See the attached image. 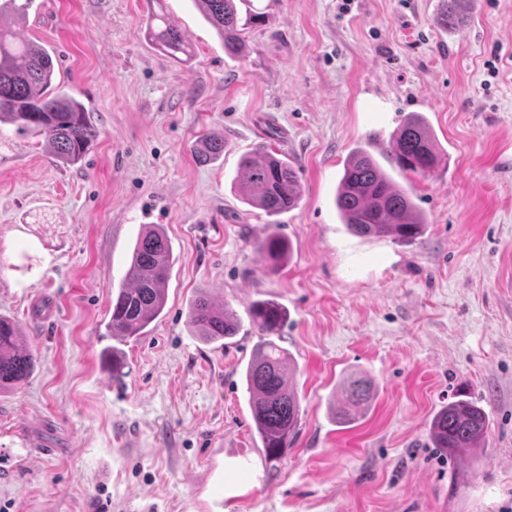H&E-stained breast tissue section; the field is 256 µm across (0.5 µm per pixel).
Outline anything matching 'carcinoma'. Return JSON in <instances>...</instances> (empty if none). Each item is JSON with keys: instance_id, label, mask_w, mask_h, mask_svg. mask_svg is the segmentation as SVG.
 I'll list each match as a JSON object with an SVG mask.
<instances>
[{"instance_id": "cac0c4a2", "label": "carcinoma", "mask_w": 512, "mask_h": 512, "mask_svg": "<svg viewBox=\"0 0 512 512\" xmlns=\"http://www.w3.org/2000/svg\"><path fill=\"white\" fill-rule=\"evenodd\" d=\"M224 41V49L239 53L244 47L245 24L240 23L237 3L244 0H194ZM475 0H448L442 22L462 23ZM0 0V124L17 126L23 134L42 137L52 157L75 165L97 137L90 113L83 103L60 91L52 92L55 75L53 56L42 44L18 40L13 25L26 15L27 4ZM145 37L179 63L191 59L180 30L164 14L152 11ZM224 153V138L210 135L201 140V159H216ZM384 153L406 171L430 174L439 167L442 153L425 120L413 116L392 136ZM239 191L245 203L268 216H278L298 206L302 184L288 158L260 147L244 156L240 164ZM336 210L342 223L358 236H389L411 243L423 232L426 219L417 210L411 194L396 184L365 149L347 158L336 192ZM262 259L279 260L285 244L270 237L258 246ZM173 261L171 242L161 224H147L136 240L126 281L112 297L107 333L125 340L145 334V329L163 312ZM260 343L242 372L248 394L253 430L266 459L280 461L296 444L300 433V404L290 374L294 362L276 340L288 320V309L271 300H257L250 307ZM188 320L209 340L235 335L234 312L216 306L201 291L189 307ZM102 365L116 379L126 367L119 349L108 346L100 355ZM35 358L21 327L0 317V390L20 386L33 369ZM336 402V420L353 423L372 398V383L360 376L347 377ZM486 431V413L480 406L457 400L439 410L430 425V437L448 454H469L480 449Z\"/></svg>"}]
</instances>
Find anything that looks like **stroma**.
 I'll use <instances>...</instances> for the list:
<instances>
[{
  "label": "stroma",
  "instance_id": "stroma-1",
  "mask_svg": "<svg viewBox=\"0 0 512 512\" xmlns=\"http://www.w3.org/2000/svg\"><path fill=\"white\" fill-rule=\"evenodd\" d=\"M266 17L231 55L194 0H163L194 56L143 33L150 0H31L16 29L54 51L55 83L92 112L77 165L0 126V316L35 356L0 390V512H512V0H477L463 37L443 0H253ZM436 172L389 168L427 220L412 244L352 234L335 206L349 152L410 113ZM224 154L200 162L201 138ZM287 154L303 198L269 217L241 202L242 157ZM157 197L177 259L162 315L100 365L104 320ZM277 234L286 263L262 261ZM240 322L225 343L188 322L200 290ZM288 310L301 432L280 462L252 430L242 370L249 307ZM367 377L350 427L330 408ZM486 412L477 454L434 447V414Z\"/></svg>",
  "mask_w": 512,
  "mask_h": 512
}]
</instances>
